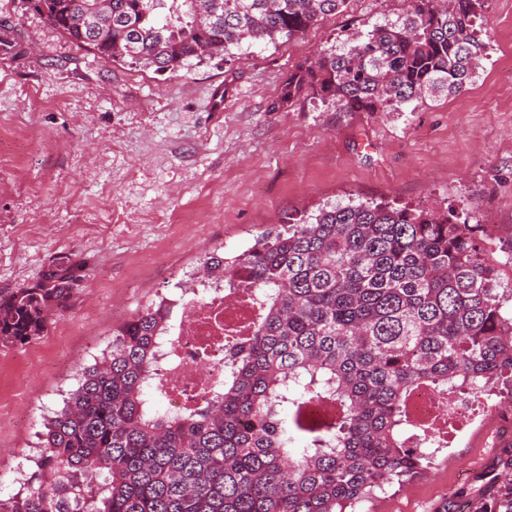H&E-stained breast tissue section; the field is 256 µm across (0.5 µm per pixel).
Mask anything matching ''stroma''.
Returning <instances> with one entry per match:
<instances>
[{
	"label": "stroma",
	"instance_id": "obj_1",
	"mask_svg": "<svg viewBox=\"0 0 512 512\" xmlns=\"http://www.w3.org/2000/svg\"><path fill=\"white\" fill-rule=\"evenodd\" d=\"M404 0H349L297 39L242 43L232 62L173 75L105 61L27 0H0V293L51 265H81L68 308L43 335L0 344V493L18 490L44 417L112 330L159 297L179 298L209 253L234 255L330 203L438 204L484 225L512 279V0H488L489 56L459 93L403 112H346L301 97L271 111L289 71L396 19ZM471 416L423 475L362 512H434L462 466L512 451V409Z\"/></svg>",
	"mask_w": 512,
	"mask_h": 512
}]
</instances>
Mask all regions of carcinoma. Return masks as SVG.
I'll list each match as a JSON object with an SVG mask.
<instances>
[{"label": "carcinoma", "mask_w": 512, "mask_h": 512, "mask_svg": "<svg viewBox=\"0 0 512 512\" xmlns=\"http://www.w3.org/2000/svg\"><path fill=\"white\" fill-rule=\"evenodd\" d=\"M29 0L101 59L175 73L244 40L275 43L347 0ZM403 15L305 59L272 110L303 96L396 112L476 77L486 0H406ZM479 225L437 209L326 206L207 257L190 279L248 294L249 333L224 335V379L182 412L160 410L172 300L112 331V345L45 418L30 472L0 512H356L431 462L448 432L416 425L423 385L476 398L512 383V285ZM77 264L0 296V342L41 336L67 308ZM319 413L311 412V405ZM469 512H512V483Z\"/></svg>", "instance_id": "cac0c4a2"}]
</instances>
